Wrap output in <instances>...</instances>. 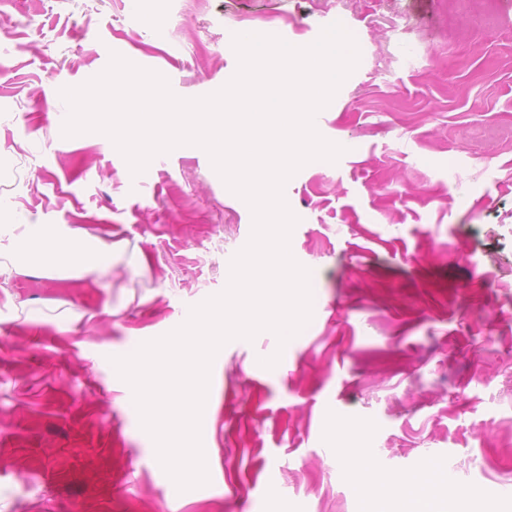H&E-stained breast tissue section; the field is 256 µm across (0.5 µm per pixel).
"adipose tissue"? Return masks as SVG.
<instances>
[{
    "mask_svg": "<svg viewBox=\"0 0 512 512\" xmlns=\"http://www.w3.org/2000/svg\"><path fill=\"white\" fill-rule=\"evenodd\" d=\"M129 242L115 226L38 224L0 214V291L12 280L73 276L85 283L111 277Z\"/></svg>",
    "mask_w": 512,
    "mask_h": 512,
    "instance_id": "ef3b65f1",
    "label": "adipose tissue"
}]
</instances>
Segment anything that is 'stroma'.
I'll use <instances>...</instances> for the list:
<instances>
[{
	"label": "stroma",
	"instance_id": "35a3bbf8",
	"mask_svg": "<svg viewBox=\"0 0 512 512\" xmlns=\"http://www.w3.org/2000/svg\"><path fill=\"white\" fill-rule=\"evenodd\" d=\"M0 0V210L121 224L131 254L86 306L49 294L77 334L18 336L0 295V512H385L351 468L442 479L512 512V0ZM346 17L360 60L315 118L337 162L285 185L290 249L321 288L285 369L256 341L224 346L208 484L168 502L171 478L116 400L111 357L167 334L222 292L252 213L205 150L157 155L138 179L100 133L60 135L59 95L111 53L192 99L234 75L232 37L261 26L314 42ZM223 238L224 254L210 253ZM492 268L477 278L471 265ZM118 320L103 317V305ZM363 441L368 457L349 455Z\"/></svg>",
	"mask_w": 512,
	"mask_h": 512
}]
</instances>
